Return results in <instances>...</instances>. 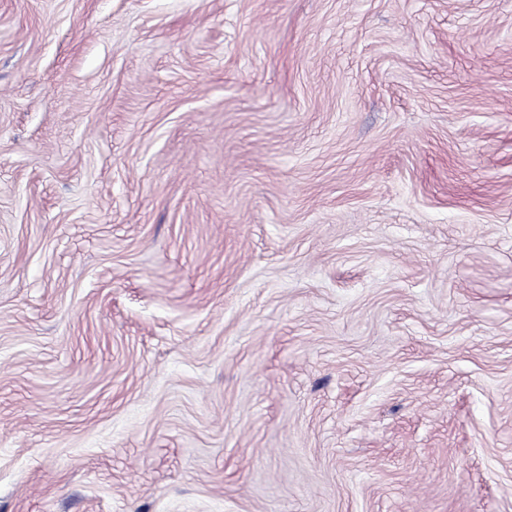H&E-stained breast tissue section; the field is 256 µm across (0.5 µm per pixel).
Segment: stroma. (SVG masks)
I'll return each mask as SVG.
<instances>
[{
	"label": "stroma",
	"mask_w": 512,
	"mask_h": 512,
	"mask_svg": "<svg viewBox=\"0 0 512 512\" xmlns=\"http://www.w3.org/2000/svg\"><path fill=\"white\" fill-rule=\"evenodd\" d=\"M0 512H512V0H0Z\"/></svg>",
	"instance_id": "1"
}]
</instances>
